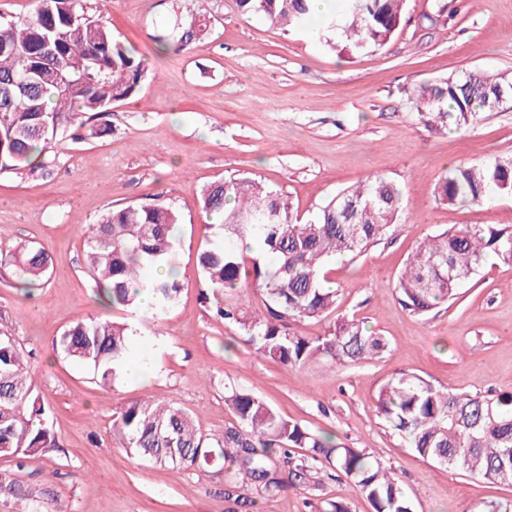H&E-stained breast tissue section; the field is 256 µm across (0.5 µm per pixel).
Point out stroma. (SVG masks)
I'll use <instances>...</instances> for the list:
<instances>
[{
    "mask_svg": "<svg viewBox=\"0 0 512 512\" xmlns=\"http://www.w3.org/2000/svg\"><path fill=\"white\" fill-rule=\"evenodd\" d=\"M150 72L141 90L114 108L112 131L65 139L48 174H0V252L32 243L52 260L47 283L25 297L0 265V333L32 368L56 437L23 459L0 457V512H322L344 498L370 504L343 476L289 488L243 506L224 495L217 467L174 471L146 462L112 433L115 410L164 397L205 436L236 421L224 394L254 393L281 416L390 466L413 512H488L512 504V488L423 459L376 413V395L395 373L471 393L512 392V265L487 259L457 299L424 317L405 310L394 285L426 237L463 224L512 226V197L440 204L435 187L460 161L512 155V101L483 113L467 132L425 127L408 92L465 69L512 74V0H409L382 48L347 56L266 18L245 17L235 0H85ZM203 14L207 36L181 52L156 35L172 11ZM239 174L284 192L309 216L339 190L372 175L397 181L402 214L360 256L337 262L334 317L292 320L290 334L316 337L335 318L356 317L388 341L380 357L336 367L314 358L292 367L257 353L238 327L217 319L196 266L207 218L202 188ZM171 203L181 215L178 303L155 317L99 305L86 269L88 225L116 205ZM80 318L133 320L145 336L152 377L96 384L89 368L60 357L53 342Z\"/></svg>",
    "mask_w": 512,
    "mask_h": 512,
    "instance_id": "35a3bbf8",
    "label": "stroma"
}]
</instances>
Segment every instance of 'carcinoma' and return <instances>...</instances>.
Listing matches in <instances>:
<instances>
[{
	"label": "carcinoma",
	"mask_w": 512,
	"mask_h": 512,
	"mask_svg": "<svg viewBox=\"0 0 512 512\" xmlns=\"http://www.w3.org/2000/svg\"><path fill=\"white\" fill-rule=\"evenodd\" d=\"M310 0H236L243 15L260 14L272 24L304 27ZM322 18L317 35L332 51L365 54L385 45L401 25L408 0H342ZM198 15H175L156 36L162 50L182 51L207 35ZM149 77L135 49L115 38L107 23L88 14L84 0H32L24 19L0 15V173L44 174L55 164L56 144L84 130L89 138L112 131L97 120L131 99ZM512 98V76L462 72L413 90L408 100L426 125L462 132L481 114ZM512 196V156L492 155L458 163L436 186L444 205L484 203ZM202 211L219 214L208 224L197 268L216 300V315L237 325L255 350L285 366L322 356L338 365L358 364L388 350L386 338L363 321L342 318L314 339L292 336L288 319L326 316L336 309L338 289L326 267L355 258L386 234L402 214V189L384 176L342 190L310 219L294 213L284 193L247 176L205 187ZM177 210L164 203L127 204L90 225L86 266L97 300L132 312L139 298L154 299V315L178 300ZM492 255L512 265V227L465 224L419 243L400 272L396 291L403 308L423 316L457 298L461 285ZM51 258L43 247L23 244L0 255L19 284L45 283ZM252 280L267 296L263 315L224 302V292ZM136 329L107 319L77 320L56 337L64 358L89 367L106 386L123 375ZM225 402L237 424L206 438L189 414L172 401L135 400L112 415V432L137 456L173 470L216 460L224 468V494L243 504L246 487L258 496L302 486L327 464L343 474L372 512H412L399 480L382 462L368 459L282 417L247 390H231ZM376 412L403 444L421 457L490 484L512 487V394L497 396L437 388L400 371L377 394ZM55 446L46 407L14 339L0 334V457Z\"/></svg>",
	"instance_id": "obj_1"
}]
</instances>
